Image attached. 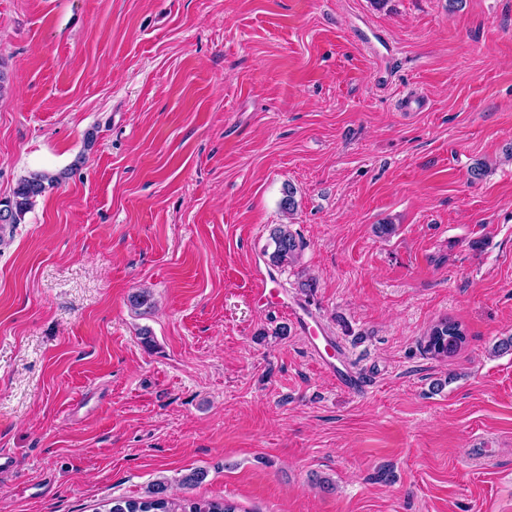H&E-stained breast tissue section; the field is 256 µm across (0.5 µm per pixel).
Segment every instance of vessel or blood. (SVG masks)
I'll use <instances>...</instances> for the list:
<instances>
[{"instance_id": "1", "label": "vessel or blood", "mask_w": 512, "mask_h": 512, "mask_svg": "<svg viewBox=\"0 0 512 512\" xmlns=\"http://www.w3.org/2000/svg\"><path fill=\"white\" fill-rule=\"evenodd\" d=\"M288 314L305 334L319 365L335 377L340 387L351 393L362 390L364 384L344 360L337 337L332 336L324 325L310 323L307 316L300 314L297 309H289Z\"/></svg>"}]
</instances>
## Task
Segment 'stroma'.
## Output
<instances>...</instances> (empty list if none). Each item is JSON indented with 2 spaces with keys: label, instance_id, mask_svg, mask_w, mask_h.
<instances>
[{
  "label": "stroma",
  "instance_id": "1",
  "mask_svg": "<svg viewBox=\"0 0 512 512\" xmlns=\"http://www.w3.org/2000/svg\"><path fill=\"white\" fill-rule=\"evenodd\" d=\"M0 70V199L67 174L0 243V512H512V0H0ZM270 236L274 245L273 251L269 254L270 264L278 267L294 262L301 245L289 225H277L272 229ZM288 315L306 334V341L319 365L336 378L340 387L351 393L362 390L364 384L344 360L337 337L332 336V333L324 325L308 315L300 314L297 309L288 308ZM308 319L314 322V326ZM448 323V329L445 331L444 335H435V324L429 329L426 336H424V350L426 353L430 354L433 358H450L453 357L461 348L466 340V334L461 329V326L457 323L450 322L445 320ZM437 337L435 343L433 342V337ZM440 340L444 342L447 351L450 352V355L441 357L439 353L435 350V344H437ZM146 498L125 499L112 502L115 504H139L143 510H128L127 512H236V507L226 501L177 500L166 494L164 482H157L148 491Z\"/></svg>",
  "mask_w": 512,
  "mask_h": 512
}]
</instances>
